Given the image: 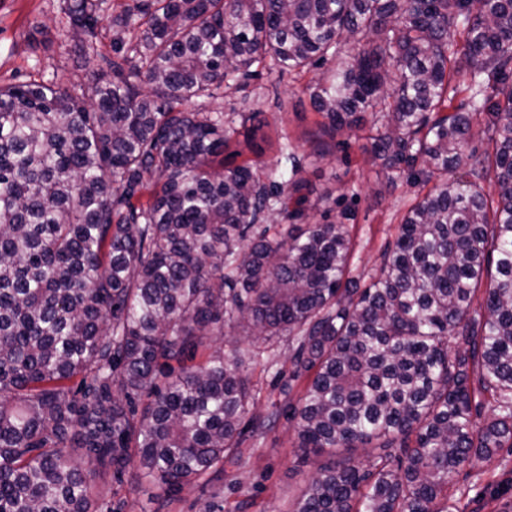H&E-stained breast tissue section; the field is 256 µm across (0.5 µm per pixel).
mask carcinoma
Instances as JSON below:
<instances>
[{
    "label": "carcinoma",
    "mask_w": 512,
    "mask_h": 512,
    "mask_svg": "<svg viewBox=\"0 0 512 512\" xmlns=\"http://www.w3.org/2000/svg\"><path fill=\"white\" fill-rule=\"evenodd\" d=\"M105 5L66 0L81 58ZM108 28L94 104L41 76L0 87V512H90L96 470L133 456L167 493L223 470L267 427L243 423L241 360L184 366L226 326L295 337L300 451L388 449L319 468L294 512H458V468L512 452V0H132ZM328 59L322 132L433 183L363 288L347 225L308 221L299 146L216 169L239 130L183 108Z\"/></svg>",
    "instance_id": "1"
}]
</instances>
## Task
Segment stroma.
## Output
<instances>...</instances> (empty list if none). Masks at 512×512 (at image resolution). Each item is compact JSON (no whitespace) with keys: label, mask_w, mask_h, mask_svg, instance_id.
Instances as JSON below:
<instances>
[{"label":"stroma","mask_w":512,"mask_h":512,"mask_svg":"<svg viewBox=\"0 0 512 512\" xmlns=\"http://www.w3.org/2000/svg\"><path fill=\"white\" fill-rule=\"evenodd\" d=\"M80 40L65 27L62 0H0V85L25 81L37 72L47 80L91 87L90 74L101 57L111 56L112 44L109 34H101L97 55L84 61L77 57ZM313 78L310 72L281 75L260 67L242 84L222 87L211 98L192 99L186 107L220 112L228 120L240 112L260 113L264 125L257 141L262 151L256 157L272 168L282 136L308 153L320 133V117L306 90ZM366 146L359 136L336 134L329 155L312 160L303 173L312 194L332 189L331 200L319 205L314 219L344 217L354 242L352 275L363 283L378 273L421 191L403 178L390 183ZM209 343L225 356L244 357L258 392L249 414L267 421L264 433L245 438L225 459L218 477L172 494L142 478L139 459H132L120 475L100 470L93 487L98 512H205L209 507L239 512L244 501L250 504L248 512H291L312 474L327 463L324 455L302 457L293 424L282 414L304 390L303 382L288 380L291 336L268 344L245 336H214ZM449 493L460 512H512V454L502 450L461 469Z\"/></svg>","instance_id":"stroma-1"}]
</instances>
